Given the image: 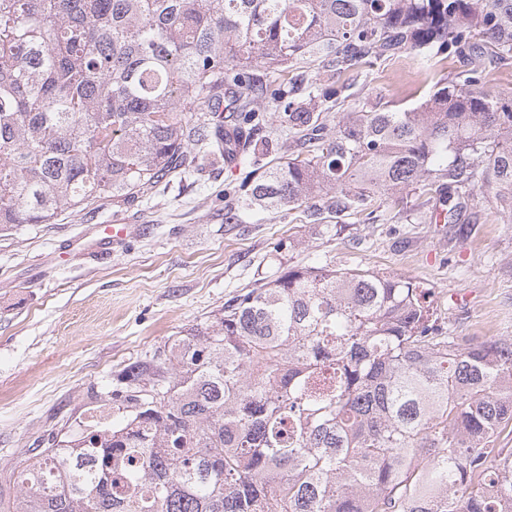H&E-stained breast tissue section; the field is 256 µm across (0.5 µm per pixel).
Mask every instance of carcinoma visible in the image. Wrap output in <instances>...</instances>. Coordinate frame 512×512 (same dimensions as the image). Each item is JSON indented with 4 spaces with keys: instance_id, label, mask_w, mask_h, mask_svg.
<instances>
[{
    "instance_id": "1",
    "label": "carcinoma",
    "mask_w": 512,
    "mask_h": 512,
    "mask_svg": "<svg viewBox=\"0 0 512 512\" xmlns=\"http://www.w3.org/2000/svg\"><path fill=\"white\" fill-rule=\"evenodd\" d=\"M512 59V0H0V224H51L224 156V100L259 128L248 69L336 71L478 46ZM278 87L308 156L246 204L323 187L341 219L436 187L448 222L481 181L512 219V104L470 70L407 111L366 103L329 133ZM430 292L372 269L290 268L202 330L128 366L110 428L17 459L0 512H512V336L436 325Z\"/></svg>"
}]
</instances>
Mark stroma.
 I'll return each instance as SVG.
<instances>
[{"instance_id":"35a3bbf8","label":"stroma","mask_w":512,"mask_h":512,"mask_svg":"<svg viewBox=\"0 0 512 512\" xmlns=\"http://www.w3.org/2000/svg\"><path fill=\"white\" fill-rule=\"evenodd\" d=\"M482 71L497 94L512 91V62L480 49L430 62L410 52L342 72L300 64L284 72L257 62L256 88L295 84L328 129L363 102L416 106L435 84ZM256 150L236 166L197 155L190 172L160 180L152 195L101 202L52 224L0 228V500L20 493L11 471L20 452L81 432L90 407L111 408L120 376L176 336L202 328L225 301L292 267L370 268L434 292L438 324L457 336H512V218L491 185L477 184L453 224H435L439 195L418 188L375 196L367 212L337 222L333 189L295 208L242 207L264 166L304 152L279 115L263 109ZM139 225L107 256L58 253L98 224Z\"/></svg>"}]
</instances>
